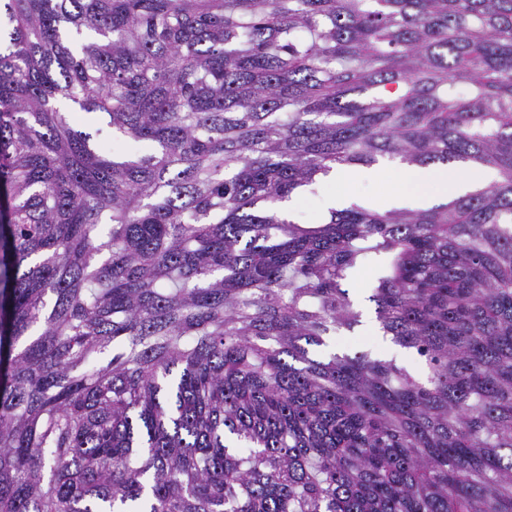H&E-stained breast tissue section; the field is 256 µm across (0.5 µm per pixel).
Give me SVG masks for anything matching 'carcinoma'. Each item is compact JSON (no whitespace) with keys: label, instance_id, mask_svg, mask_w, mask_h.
I'll list each match as a JSON object with an SVG mask.
<instances>
[{"label":"carcinoma","instance_id":"obj_1","mask_svg":"<svg viewBox=\"0 0 512 512\" xmlns=\"http://www.w3.org/2000/svg\"><path fill=\"white\" fill-rule=\"evenodd\" d=\"M2 28L0 512H512V0H0ZM385 158L499 179L274 209ZM369 254L422 377L312 351L361 323ZM390 169L395 171L393 177L397 184L377 198L365 199L362 202L365 206L384 210L426 209L482 188L498 177L494 170L469 165L404 163ZM360 167H366L365 169H355ZM370 166H357L355 168L350 166L334 165L328 175H322L316 177V182L308 187H304L292 196V199L283 204L284 208L296 211L293 214V218L296 215V221L301 224H311L315 222L319 216V195L316 192L313 196H309L304 199L300 204L304 194L305 188L315 186H327L324 193L322 210L323 215L328 217L331 209H342L347 206L349 200V194L347 188L355 181L361 180L371 174H375L377 171L373 168H367ZM300 204V205H299ZM299 205V206H298ZM378 257L372 255L367 258L363 269L364 273L359 278L350 274L346 281V287L350 290L355 306L363 315L367 309L374 312V306L367 300V297L371 294L376 277L382 269V262L379 261Z\"/></svg>","mask_w":512,"mask_h":512}]
</instances>
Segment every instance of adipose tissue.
I'll return each instance as SVG.
<instances>
[{"label": "adipose tissue", "instance_id": "1", "mask_svg": "<svg viewBox=\"0 0 512 512\" xmlns=\"http://www.w3.org/2000/svg\"><path fill=\"white\" fill-rule=\"evenodd\" d=\"M369 174L370 171L366 168L358 170L337 165L329 174L317 176V185L325 189L323 211L346 207L349 186ZM394 177L395 186L379 197L365 199V206L385 210L426 209L482 188L495 180L497 174L488 168L476 169L468 165L416 166L404 163L395 166Z\"/></svg>", "mask_w": 512, "mask_h": 512}]
</instances>
